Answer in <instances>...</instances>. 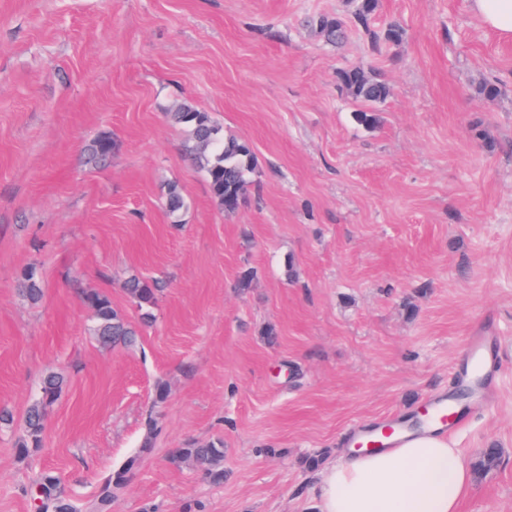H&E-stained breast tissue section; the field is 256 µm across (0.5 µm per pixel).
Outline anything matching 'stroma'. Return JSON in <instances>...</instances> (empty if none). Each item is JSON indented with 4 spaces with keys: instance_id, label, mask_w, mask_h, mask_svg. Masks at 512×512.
<instances>
[{
    "instance_id": "stroma-1",
    "label": "stroma",
    "mask_w": 512,
    "mask_h": 512,
    "mask_svg": "<svg viewBox=\"0 0 512 512\" xmlns=\"http://www.w3.org/2000/svg\"><path fill=\"white\" fill-rule=\"evenodd\" d=\"M352 10L0 0V407L14 416L0 429V512H29L43 469L91 500L133 456L110 512H318L304 458L335 460L351 428L451 388L476 332L496 342L495 402L470 401L450 441L471 467L481 448L502 455L475 471L459 512H512V41L467 0H379L373 28L399 24L397 44L358 31L331 44L309 23ZM361 60L391 88L374 128L336 87ZM487 82L495 100L478 92ZM184 101L253 147L259 185L235 214L215 207L166 119ZM101 132L116 150L96 168L83 148ZM171 181L188 202L176 226ZM31 266L36 304L19 293ZM133 275L164 282L156 320L137 346L102 349L82 294L137 320L122 289ZM50 370L65 383L24 457L18 425ZM218 438L223 484L170 458ZM164 206L170 224H181L180 217L187 209V201L178 183L174 181L167 183Z\"/></svg>"
}]
</instances>
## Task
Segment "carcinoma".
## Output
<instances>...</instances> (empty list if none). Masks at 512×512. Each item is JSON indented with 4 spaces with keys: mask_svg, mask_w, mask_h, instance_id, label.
Masks as SVG:
<instances>
[{
    "mask_svg": "<svg viewBox=\"0 0 512 512\" xmlns=\"http://www.w3.org/2000/svg\"><path fill=\"white\" fill-rule=\"evenodd\" d=\"M354 2L353 22L370 37L372 44L380 41L396 44L401 41L402 30L396 23L388 24L380 34L371 30L370 22L377 11L378 0ZM312 25L331 43L341 41L346 34V22L337 16L316 15L312 18ZM336 84L364 105V108L354 113V119L359 125L374 128L381 123V113L374 105L384 102L390 95V87L385 80L365 66L357 64L337 70ZM167 116L174 125L185 130L184 153L189 161L204 173L216 207L226 214L237 212L246 201L250 185L257 183V165L250 142L224 133L223 127L218 125L209 113L201 111L187 101L167 113ZM114 151L115 142L112 134L108 132L99 133L87 148L90 160L96 164L108 161ZM164 206L170 223H181L180 217L187 209V201L178 183H167ZM123 288L141 311V321L152 322L153 309L161 292L158 283L135 275L125 281ZM20 291L23 297L31 302L37 303L42 299V281L36 269L29 268L23 272ZM83 300L94 312L91 334L100 345L128 347L136 343L139 335L137 326L113 307L108 294L88 291L83 293ZM63 383V377L55 372H48L43 377L40 396L29 407L23 419L21 434L16 443L19 454L27 456L42 446L47 408L57 399ZM150 451L151 443L147 441L138 455L108 475L100 488L97 500L86 508L75 503L57 476L43 471L30 485V508L32 512H106L107 505L129 483L139 455ZM170 456L175 463H193L211 483H224L223 441L217 440L205 445L187 444L181 448L171 449ZM500 457L499 448L483 449L477 470L484 472L493 469L498 465Z\"/></svg>",
    "mask_w": 512,
    "mask_h": 512,
    "instance_id": "carcinoma-1",
    "label": "carcinoma"
}]
</instances>
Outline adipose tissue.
I'll list each match as a JSON object with an SVG mask.
<instances>
[{
    "label": "adipose tissue",
    "instance_id": "obj_1",
    "mask_svg": "<svg viewBox=\"0 0 512 512\" xmlns=\"http://www.w3.org/2000/svg\"><path fill=\"white\" fill-rule=\"evenodd\" d=\"M480 26L512 40V0H469ZM472 486L459 449L430 429L397 448L350 453L317 480L320 512H458Z\"/></svg>",
    "mask_w": 512,
    "mask_h": 512
}]
</instances>
